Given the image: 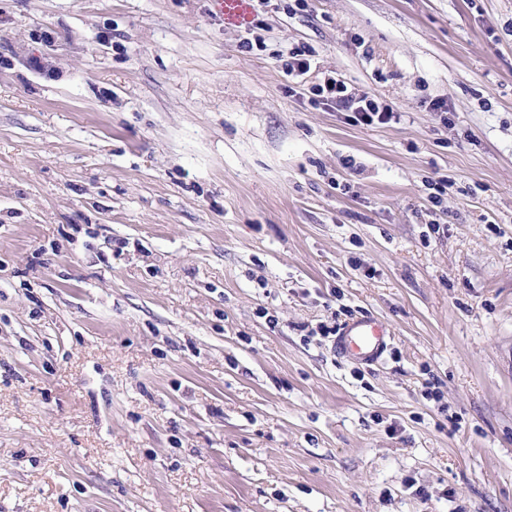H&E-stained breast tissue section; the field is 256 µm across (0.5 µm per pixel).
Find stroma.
I'll use <instances>...</instances> for the list:
<instances>
[{
    "mask_svg": "<svg viewBox=\"0 0 512 512\" xmlns=\"http://www.w3.org/2000/svg\"><path fill=\"white\" fill-rule=\"evenodd\" d=\"M287 2L0 0V512H512V0ZM211 2L232 25L243 26L250 21V0H211ZM313 52L307 48H297L288 53V59L284 60L283 67L288 76L301 77L307 74L311 69V59ZM336 75L325 76L323 83L312 88V94L319 99H310L312 104L321 101L322 104L336 106L339 111L352 112L351 118L356 123L368 126L385 125L397 120L399 112L393 102L383 104L374 94L353 92L345 79ZM338 329L329 330L336 335ZM388 325L374 317L361 316L344 323L334 340L336 353L361 364L377 363L391 340Z\"/></svg>",
    "mask_w": 512,
    "mask_h": 512,
    "instance_id": "1",
    "label": "stroma"
}]
</instances>
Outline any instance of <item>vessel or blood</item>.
Returning <instances> with one entry per match:
<instances>
[{
	"label": "vessel or blood",
	"instance_id": "vessel-or-blood-1",
	"mask_svg": "<svg viewBox=\"0 0 512 512\" xmlns=\"http://www.w3.org/2000/svg\"><path fill=\"white\" fill-rule=\"evenodd\" d=\"M225 20L236 26L248 24L250 0H212ZM391 339L388 325L373 316H361L344 323L337 332L334 345L337 354L361 364L377 363Z\"/></svg>",
	"mask_w": 512,
	"mask_h": 512
}]
</instances>
